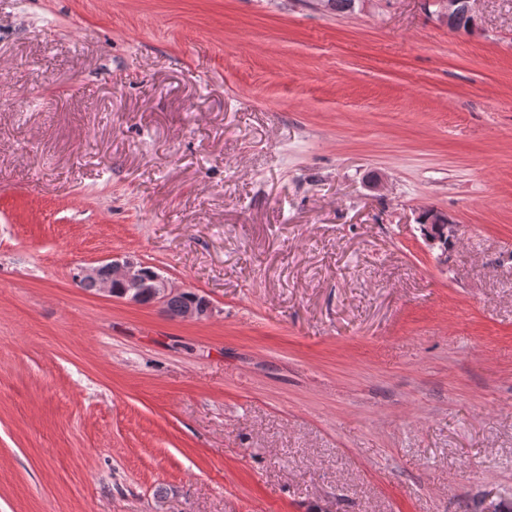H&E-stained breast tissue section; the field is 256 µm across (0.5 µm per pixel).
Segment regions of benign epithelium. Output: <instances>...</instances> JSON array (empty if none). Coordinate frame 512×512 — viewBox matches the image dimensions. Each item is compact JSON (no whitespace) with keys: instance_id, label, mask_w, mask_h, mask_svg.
Returning <instances> with one entry per match:
<instances>
[{"instance_id":"7a95c632","label":"benign epithelium","mask_w":512,"mask_h":512,"mask_svg":"<svg viewBox=\"0 0 512 512\" xmlns=\"http://www.w3.org/2000/svg\"><path fill=\"white\" fill-rule=\"evenodd\" d=\"M442 20L448 24L457 21L461 16L472 13L471 0H438ZM422 221L428 224H441L448 229V239H453L458 232L457 225L451 224L440 211L428 209L422 215ZM144 265L129 259L113 257L97 266L81 269L80 278L96 285V291L112 297L126 299L141 304L148 298L150 301L167 305L170 300L180 298L184 290L171 284L158 274L147 276L143 273ZM213 306L204 296L185 304L179 319L202 320L212 314Z\"/></svg>"}]
</instances>
